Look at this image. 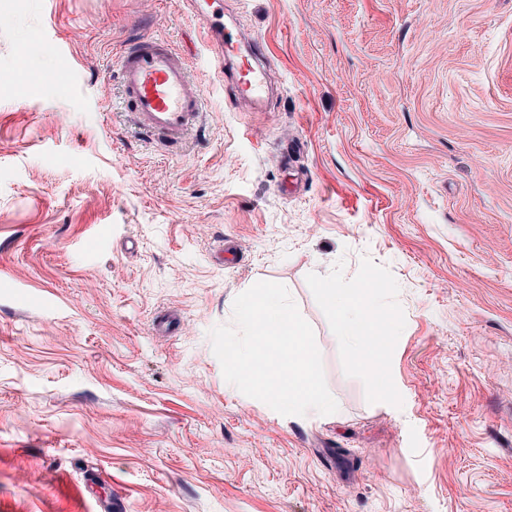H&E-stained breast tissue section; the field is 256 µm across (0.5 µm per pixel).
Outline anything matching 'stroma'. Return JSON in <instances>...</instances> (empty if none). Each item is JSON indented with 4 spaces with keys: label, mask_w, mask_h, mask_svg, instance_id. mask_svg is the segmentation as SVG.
<instances>
[{
    "label": "stroma",
    "mask_w": 512,
    "mask_h": 512,
    "mask_svg": "<svg viewBox=\"0 0 512 512\" xmlns=\"http://www.w3.org/2000/svg\"><path fill=\"white\" fill-rule=\"evenodd\" d=\"M239 106L186 0H0V512H512V0H224ZM204 136L121 106L141 29ZM312 326L335 417L225 381L258 281ZM376 293L371 359L323 286ZM201 2L192 0L190 6L204 27L210 65L232 81L241 102L251 108L262 107L269 98L267 73L263 67L264 48L256 45L247 56H242L237 35L224 31L207 5Z\"/></svg>",
    "instance_id": "obj_1"
}]
</instances>
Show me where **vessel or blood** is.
<instances>
[{
	"label": "vessel or blood",
	"mask_w": 512,
	"mask_h": 512,
	"mask_svg": "<svg viewBox=\"0 0 512 512\" xmlns=\"http://www.w3.org/2000/svg\"><path fill=\"white\" fill-rule=\"evenodd\" d=\"M190 6L204 27L211 66L232 81L241 102L263 106L269 98L263 47L241 55L236 34L221 28L202 0H191ZM115 72L136 125L159 144L178 145L199 127L203 94L190 77L186 59L165 41L136 35L124 45Z\"/></svg>",
	"instance_id": "vessel-or-blood-1"
}]
</instances>
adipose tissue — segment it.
Returning a JSON list of instances; mask_svg holds the SVG:
<instances>
[{
    "label": "adipose tissue",
    "mask_w": 512,
    "mask_h": 512,
    "mask_svg": "<svg viewBox=\"0 0 512 512\" xmlns=\"http://www.w3.org/2000/svg\"><path fill=\"white\" fill-rule=\"evenodd\" d=\"M325 295L336 312L344 342L353 354L369 356L381 341L371 329L380 311L376 298L366 293L351 296L331 283L326 284Z\"/></svg>",
    "instance_id": "adipose-tissue-1"
}]
</instances>
